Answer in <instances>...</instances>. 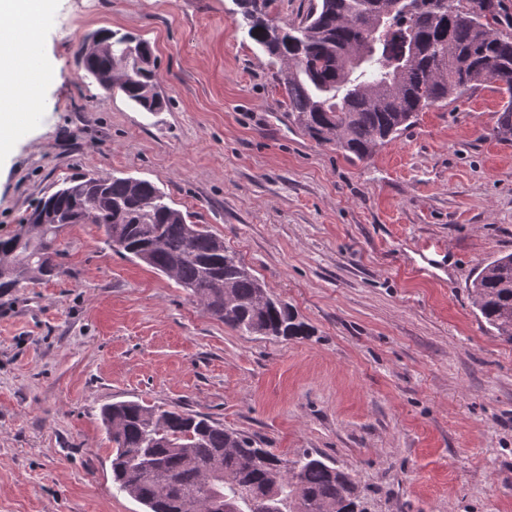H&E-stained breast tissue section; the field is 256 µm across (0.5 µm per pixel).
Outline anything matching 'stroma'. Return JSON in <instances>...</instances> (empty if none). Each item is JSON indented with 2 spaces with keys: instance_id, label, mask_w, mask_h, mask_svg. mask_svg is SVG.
Instances as JSON below:
<instances>
[{
  "instance_id": "obj_1",
  "label": "stroma",
  "mask_w": 512,
  "mask_h": 512,
  "mask_svg": "<svg viewBox=\"0 0 512 512\" xmlns=\"http://www.w3.org/2000/svg\"><path fill=\"white\" fill-rule=\"evenodd\" d=\"M49 0L39 92L0 158V237L87 172L150 180L223 238L311 334L247 336L175 281L72 224L67 272L0 295V512H144L112 484L103 405L208 415L262 447L349 472L365 512H512V345L469 285L512 253V139L488 134L494 82L373 159L320 145L285 114L277 63L243 0ZM140 35L163 112L84 79L101 29ZM442 244L431 271L421 249Z\"/></svg>"
}]
</instances>
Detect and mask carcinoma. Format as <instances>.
I'll return each instance as SVG.
<instances>
[{
	"instance_id": "1",
	"label": "carcinoma",
	"mask_w": 512,
	"mask_h": 512,
	"mask_svg": "<svg viewBox=\"0 0 512 512\" xmlns=\"http://www.w3.org/2000/svg\"><path fill=\"white\" fill-rule=\"evenodd\" d=\"M248 2L250 35L281 64L288 118L315 141L370 160L419 112L491 80L502 99L492 135L512 136V33L499 28L500 0H313L278 34L256 0ZM100 39L112 52L77 47L84 77L146 112L166 108L150 42L112 30ZM130 47L144 60L137 69L121 64ZM63 185L45 196L43 222L0 237V294L64 274L56 230L70 219L98 225L114 250L174 280L233 330L310 335L223 238L189 221L155 183L89 173ZM470 290L483 321L512 344V254L483 263ZM101 416L112 441V484L145 512H211L218 498L241 512L259 491L272 493L268 512H363L352 477L308 451L290 460L207 415L138 401L107 404Z\"/></svg>"
}]
</instances>
